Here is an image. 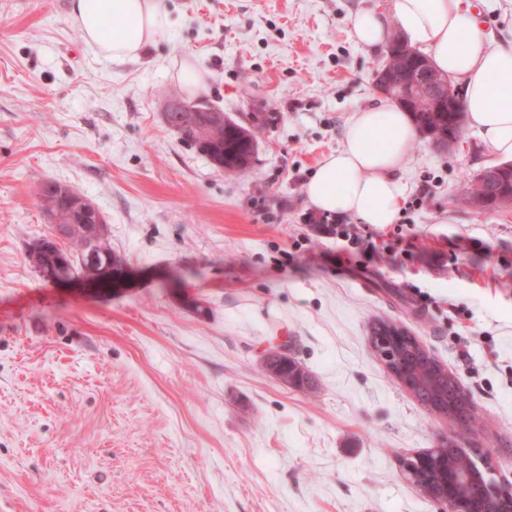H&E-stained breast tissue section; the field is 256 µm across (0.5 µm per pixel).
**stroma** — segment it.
I'll use <instances>...</instances> for the list:
<instances>
[{
	"instance_id": "stroma-1",
	"label": "stroma",
	"mask_w": 512,
	"mask_h": 512,
	"mask_svg": "<svg viewBox=\"0 0 512 512\" xmlns=\"http://www.w3.org/2000/svg\"><path fill=\"white\" fill-rule=\"evenodd\" d=\"M393 0H159L141 56L96 55L68 0H0V512H438L401 460L455 432L388 371L375 319L404 326L466 389L464 431L512 485V206L459 205L498 164L472 129L416 138L394 223L322 217L306 185L384 51L352 36ZM495 43L512 0H467ZM251 125V171L216 168L164 122L186 98ZM104 215L125 290L43 281L39 181ZM286 348L315 395L262 367Z\"/></svg>"
}]
</instances>
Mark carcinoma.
Returning a JSON list of instances; mask_svg holds the SVG:
<instances>
[{
    "label": "carcinoma",
    "instance_id": "cac0c4a2",
    "mask_svg": "<svg viewBox=\"0 0 512 512\" xmlns=\"http://www.w3.org/2000/svg\"><path fill=\"white\" fill-rule=\"evenodd\" d=\"M384 66L388 67L397 84L409 86L417 80L415 67L405 57L402 45L394 38L386 47ZM405 106L419 134L439 147L448 145V136L454 135L459 124L452 113L436 111L419 92L406 101ZM175 118L182 123V138L194 144L215 167L238 176L248 173L255 154L251 145L257 143L254 129L233 119L225 123L215 122L209 112H177ZM70 192L69 187L48 180L38 185L44 211L50 216L56 214L72 225L69 239L75 247L72 252L62 248H47L42 245L47 240L45 236L28 246L29 262L48 282L63 273L93 272L105 277L112 271L114 260L120 259L112 250L108 232L92 240L85 235V225L80 220L70 219V214L75 212ZM265 367L277 378L288 379V385L293 388L309 394L317 391V385L309 373L284 353L268 354ZM394 369L405 374L408 391L431 410L463 422L470 428L479 424V417L473 412L468 397L460 395L451 382L453 374L421 344L413 348L404 347Z\"/></svg>",
    "mask_w": 512,
    "mask_h": 512
}]
</instances>
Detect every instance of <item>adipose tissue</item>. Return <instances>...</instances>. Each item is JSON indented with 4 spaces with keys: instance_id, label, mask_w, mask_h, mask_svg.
Here are the masks:
<instances>
[{
    "instance_id": "1",
    "label": "adipose tissue",
    "mask_w": 512,
    "mask_h": 512,
    "mask_svg": "<svg viewBox=\"0 0 512 512\" xmlns=\"http://www.w3.org/2000/svg\"><path fill=\"white\" fill-rule=\"evenodd\" d=\"M68 16L85 43L112 60L139 55L167 26L158 0H70ZM107 16L121 19L128 34L110 37L102 24ZM351 28L366 47L386 44L400 30L440 73L462 83L469 125L482 142L512 158V43L491 44L464 0H395L392 15L365 9ZM416 137L407 112L393 103L355 112L341 148L320 161L307 183L310 204L367 224L393 223L402 193L395 174Z\"/></svg>"
}]
</instances>
